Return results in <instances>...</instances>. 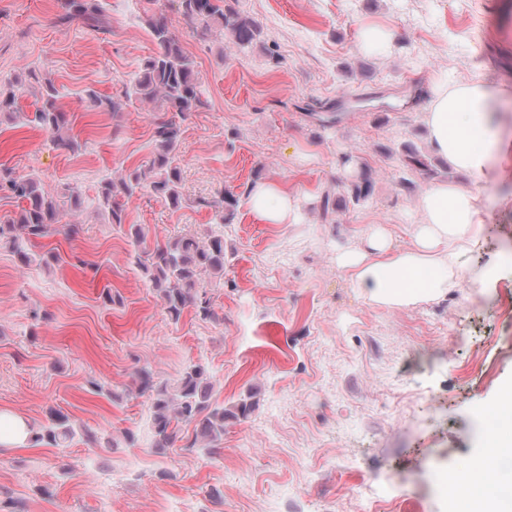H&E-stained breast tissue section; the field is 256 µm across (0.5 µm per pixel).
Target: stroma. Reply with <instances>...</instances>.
<instances>
[{
	"instance_id": "1",
	"label": "stroma",
	"mask_w": 512,
	"mask_h": 512,
	"mask_svg": "<svg viewBox=\"0 0 512 512\" xmlns=\"http://www.w3.org/2000/svg\"><path fill=\"white\" fill-rule=\"evenodd\" d=\"M159 6L207 103L180 123L181 205L143 190L119 226L98 191L148 164L154 107L93 109L86 92L120 95L155 52L146 0H108L97 27L58 23V0H0V82L23 80V112L53 82L82 144L72 154L5 120L0 165L84 200L77 239H40L24 266L0 249V412L38 425L55 410L78 433L61 447L0 444V512H366L369 483L403 500L401 512H464L449 483L512 432L488 419L512 382V161L481 182L437 157L412 168L405 154L431 155L423 112L436 78L481 64L489 82L512 85V0H235L261 25L244 52L187 25L176 0ZM369 25L392 32L386 52H362ZM363 168L374 187L357 204L347 187ZM268 180L288 186V223L251 209V187ZM443 180L486 206L462 281L437 301L370 303L337 255L364 249L373 224L393 250L409 248L421 197ZM228 191L239 203L223 227L224 276L207 286L218 318L189 308L172 321L133 262L128 227L151 246L205 233L210 202ZM327 193L339 206L324 220ZM52 247L80 265L45 266ZM196 362L233 412L217 462L151 448L149 399L136 391L140 368L172 382Z\"/></svg>"
}]
</instances>
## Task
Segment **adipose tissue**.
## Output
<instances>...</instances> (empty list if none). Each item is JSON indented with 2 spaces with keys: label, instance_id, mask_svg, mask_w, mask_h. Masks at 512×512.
Returning a JSON list of instances; mask_svg holds the SVG:
<instances>
[{
  "label": "adipose tissue",
  "instance_id": "adipose-tissue-1",
  "mask_svg": "<svg viewBox=\"0 0 512 512\" xmlns=\"http://www.w3.org/2000/svg\"><path fill=\"white\" fill-rule=\"evenodd\" d=\"M512 100V89L489 82L483 72L456 81H441L433 89L424 122L437 155L474 178L486 175L493 157H507L512 144L494 130L497 112ZM253 212L270 224L287 223L290 196L275 181L256 184L250 191ZM423 218L415 225L409 248L392 250L377 227L366 232L367 248L338 255L355 288L375 304L400 306L443 297L460 279V255L476 240L485 222L479 196L441 181L421 199Z\"/></svg>",
  "mask_w": 512,
  "mask_h": 512
}]
</instances>
